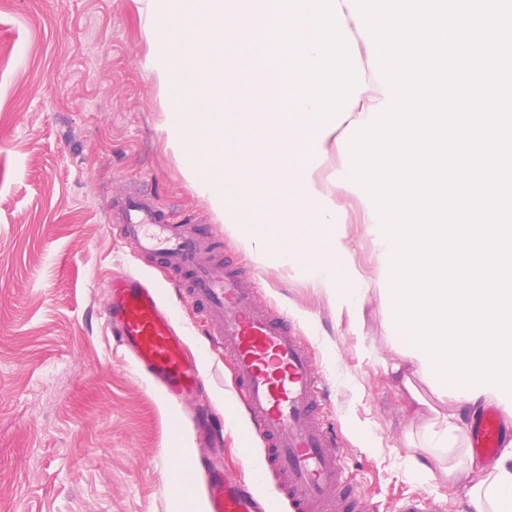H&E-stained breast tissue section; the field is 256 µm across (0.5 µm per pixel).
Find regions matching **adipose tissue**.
I'll list each match as a JSON object with an SVG mask.
<instances>
[{
	"label": "adipose tissue",
	"instance_id": "obj_1",
	"mask_svg": "<svg viewBox=\"0 0 512 512\" xmlns=\"http://www.w3.org/2000/svg\"><path fill=\"white\" fill-rule=\"evenodd\" d=\"M472 465L449 468L456 481L470 482V495L477 512H512V454L503 457L498 466L481 478H473Z\"/></svg>",
	"mask_w": 512,
	"mask_h": 512
}]
</instances>
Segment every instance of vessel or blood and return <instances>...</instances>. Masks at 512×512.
I'll return each instance as SVG.
<instances>
[{"label": "vessel or blood", "mask_w": 512, "mask_h": 512, "mask_svg": "<svg viewBox=\"0 0 512 512\" xmlns=\"http://www.w3.org/2000/svg\"><path fill=\"white\" fill-rule=\"evenodd\" d=\"M113 206L121 241L135 256L160 260L173 271L183 300L233 363L253 430L266 444V464L283 474L282 491L296 512H362L360 500L338 495L346 451L333 420L318 410L320 371L292 320L262 302L252 274L225 270L212 245L169 221L152 199L129 196ZM106 286L107 322L139 371L166 399L192 403L204 367L188 354L156 285L128 273ZM511 434L498 410L485 407L471 421V452L493 463ZM177 461L188 482L205 469L207 512H266L244 480L225 470L221 449L204 448Z\"/></svg>", "instance_id": "b4317fda"}]
</instances>
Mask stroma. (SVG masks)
Segmentation results:
<instances>
[{"label":"stroma","mask_w":512,"mask_h":512,"mask_svg":"<svg viewBox=\"0 0 512 512\" xmlns=\"http://www.w3.org/2000/svg\"><path fill=\"white\" fill-rule=\"evenodd\" d=\"M149 0H0V512H205L200 488L174 495L170 449L197 451L205 434L194 409L168 402L112 341L105 280L136 272L156 281L207 375L200 402L222 407L224 462L293 512L281 479L250 434L231 365L193 324L156 260L133 258L107 222L114 196L136 189L160 210L189 215L252 271L264 302L288 314L323 375L320 409L335 416L346 482L370 512H399L419 496L445 512H475L449 466L471 459L467 437L430 447L434 413L458 412L422 378L425 401L410 415L385 370L398 360L368 291L339 310L320 282L275 259L257 261L187 180L168 145L172 123L155 79L158 45ZM363 187L338 189L336 221L357 267L379 271ZM182 427H175V419ZM436 474L412 472L411 458Z\"/></svg>","instance_id":"35a3bbf8"}]
</instances>
